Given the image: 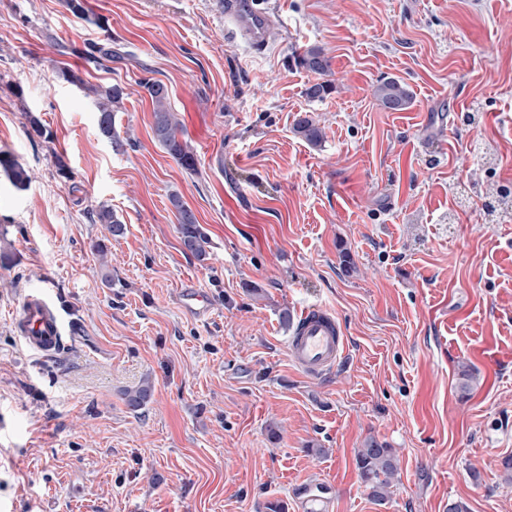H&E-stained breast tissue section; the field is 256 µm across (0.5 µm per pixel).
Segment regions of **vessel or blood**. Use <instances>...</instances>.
Wrapping results in <instances>:
<instances>
[{
  "instance_id": "vessel-or-blood-1",
  "label": "vessel or blood",
  "mask_w": 512,
  "mask_h": 512,
  "mask_svg": "<svg viewBox=\"0 0 512 512\" xmlns=\"http://www.w3.org/2000/svg\"><path fill=\"white\" fill-rule=\"evenodd\" d=\"M224 19L261 42L262 14L253 9L251 0H224ZM16 325L26 344L50 353L62 340V327L52 311L47 296L36 294L26 299ZM289 356L295 366L309 374L333 370L346 352L344 332L336 318L320 307L302 311L288 343Z\"/></svg>"
}]
</instances>
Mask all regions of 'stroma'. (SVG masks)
<instances>
[{
  "label": "stroma",
  "mask_w": 512,
  "mask_h": 512,
  "mask_svg": "<svg viewBox=\"0 0 512 512\" xmlns=\"http://www.w3.org/2000/svg\"><path fill=\"white\" fill-rule=\"evenodd\" d=\"M258 3L261 46L220 0H84L83 19L0 0V151L31 175H0V512H304L311 493L328 512H512V0ZM107 34L108 71L81 55ZM310 44L330 59L320 101L295 61ZM145 77L195 170L154 140ZM389 78L408 110L375 101ZM86 83L123 88L133 144L99 135ZM300 112L321 146L294 133ZM173 192L204 258L182 249ZM102 204L123 236L92 221ZM189 283L208 313L184 308ZM34 291L64 327L50 354L14 326ZM313 305L348 344L318 377L279 318ZM145 380L131 411L122 392ZM370 436L400 460L382 503L356 468ZM373 95L382 108L385 107L393 111L407 110L413 104V94L410 89L406 84L394 78L376 85ZM390 103H393L394 106L390 107ZM1 173L19 190L27 187L30 181V175L26 168L12 155L2 151L0 152V174Z\"/></svg>",
  "instance_id": "obj_1"
}]
</instances>
